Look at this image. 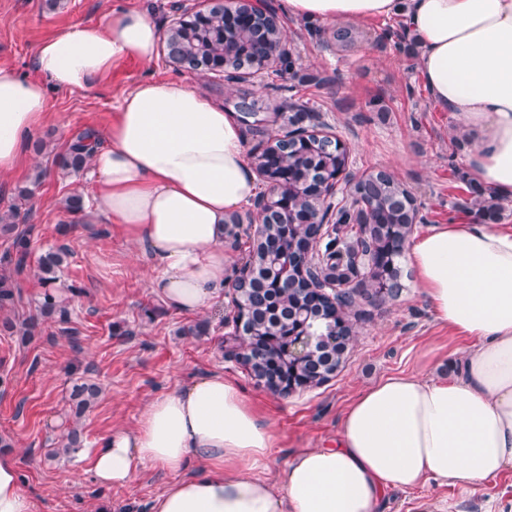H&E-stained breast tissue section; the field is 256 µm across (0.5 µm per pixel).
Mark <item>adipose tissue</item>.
Masks as SVG:
<instances>
[{
    "label": "adipose tissue",
    "mask_w": 512,
    "mask_h": 512,
    "mask_svg": "<svg viewBox=\"0 0 512 512\" xmlns=\"http://www.w3.org/2000/svg\"><path fill=\"white\" fill-rule=\"evenodd\" d=\"M294 20L366 22L401 15L433 103L474 142L470 176L512 197V0H283ZM160 30L116 9L106 22L42 42L36 77L0 68V176L18 166L48 110V86L85 88L113 66L152 63ZM92 155L91 224H113L153 272L150 288L185 314L221 302L227 216L257 181L242 130L204 94L167 80L123 92ZM404 257L436 319L469 338L457 373L394 375L345 409L335 447L305 449L274 480L253 475L275 441L238 385L215 371L151 399L132 430L102 437L91 471L103 485L159 466L175 478L150 512H385V493L434 480L481 484L512 468V232L491 224H437ZM201 473L183 476L189 460ZM0 512H35L17 459L0 453Z\"/></svg>",
    "instance_id": "obj_1"
}]
</instances>
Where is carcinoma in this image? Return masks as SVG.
<instances>
[{
    "label": "carcinoma",
    "instance_id": "carcinoma-1",
    "mask_svg": "<svg viewBox=\"0 0 512 512\" xmlns=\"http://www.w3.org/2000/svg\"><path fill=\"white\" fill-rule=\"evenodd\" d=\"M221 22L184 30L168 38L167 44L172 50L184 56L198 54L213 57L225 54L226 67L232 71L240 68L241 62L252 57L255 52L253 37H248L250 51L229 44L227 52H222L220 38ZM257 35L264 38L268 45L282 38L281 32L266 20H257ZM288 109L289 133L296 135L290 141L288 165L293 167L307 185L288 187L291 206L288 213H277L265 223L264 236L255 241L249 251L247 261L255 270V276L249 284L234 285L240 291V300L246 307L249 319L244 326L258 351L252 363L254 377L260 379L273 371L272 363L286 365L282 349L277 345L278 335L295 324L294 312L307 307L312 318L309 325L318 336H348L350 329L344 326L345 316L340 309L328 301L317 297L309 290V284L302 278H294L276 283L267 257L270 245L282 250L299 251L304 239L294 234H286V225L300 218L316 205L317 184L326 171L339 173L347 169L348 154L339 150L328 139L301 137L306 128L299 123L308 119L316 121L319 113L303 104L291 103ZM97 132L86 129L80 132L69 144L65 157L66 165L79 171L88 165ZM472 204L486 223H495L500 218L501 207L495 196L481 188H471ZM351 201L328 204L322 218L334 225L335 236L327 238L323 249V261L315 278L343 286L352 290L360 289L359 280L362 269L369 268L372 276L388 283L397 275V260L401 257L408 241V225L416 219L417 206L412 193L390 173L372 172L361 178L350 191ZM18 214L15 212L0 215V236L10 240V247L0 258L3 269L0 270V310L11 309L16 302V277L27 271L31 254L32 228H19ZM70 254V248L62 244L55 250L46 251L39 259L38 277L46 286L55 283L64 259ZM69 313L55 292L45 290L38 306V315L27 322L17 324L9 318L0 321V331L25 338L34 335L41 319L68 321ZM342 348L336 346L330 352L315 353L298 367L306 379L332 373L339 368ZM101 392L100 386L91 381H83L73 387L71 401L74 418H80L95 402ZM84 438L78 425H72L63 437V450L74 451L83 447Z\"/></svg>",
    "mask_w": 512,
    "mask_h": 512
}]
</instances>
